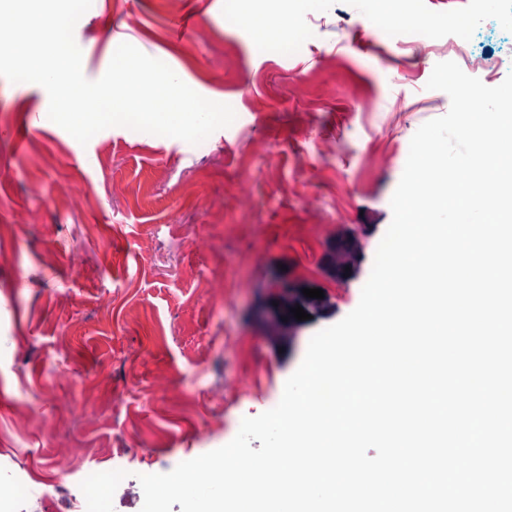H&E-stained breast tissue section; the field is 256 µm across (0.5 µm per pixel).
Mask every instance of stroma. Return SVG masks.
I'll return each mask as SVG.
<instances>
[{"instance_id": "1", "label": "stroma", "mask_w": 512, "mask_h": 512, "mask_svg": "<svg viewBox=\"0 0 512 512\" xmlns=\"http://www.w3.org/2000/svg\"><path fill=\"white\" fill-rule=\"evenodd\" d=\"M403 2L398 30L341 0L287 50L259 52L225 23L230 0H93L74 29L87 79L126 42L232 106L235 121L196 145L125 127L80 144L42 86L0 77V225L18 228L0 245V446L18 464L51 468L64 447L105 474L111 444L128 451L126 479L167 473L279 403L313 334L358 305L410 141L450 109L426 87L452 58L449 16H469L475 52L498 60L478 74L486 86L512 72L507 0ZM204 175L199 209L184 188ZM114 182L130 190L118 206ZM74 184L87 201L57 204ZM367 224L359 272L336 280L332 246ZM303 288L325 292L327 316L266 319Z\"/></svg>"}]
</instances>
